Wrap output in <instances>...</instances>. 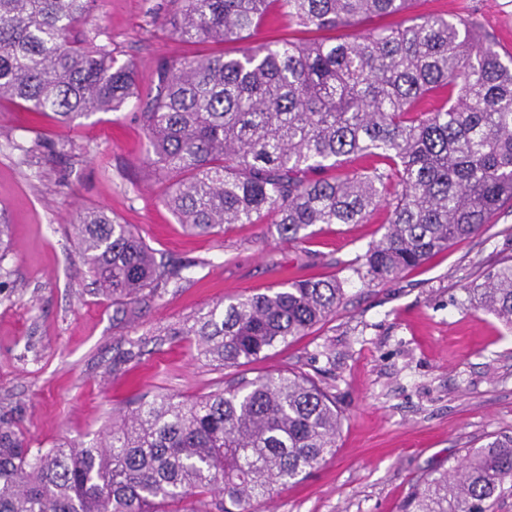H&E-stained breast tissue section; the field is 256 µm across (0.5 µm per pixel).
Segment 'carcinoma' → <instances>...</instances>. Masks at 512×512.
<instances>
[{
	"label": "carcinoma",
	"mask_w": 512,
	"mask_h": 512,
	"mask_svg": "<svg viewBox=\"0 0 512 512\" xmlns=\"http://www.w3.org/2000/svg\"><path fill=\"white\" fill-rule=\"evenodd\" d=\"M92 0H0V101L66 126L139 98L137 65L91 30ZM412 0H181L182 41L244 43L237 54L171 59L140 98L144 159L163 204L195 235L268 221L302 243L389 208L381 239L356 257L385 280L480 233L512 204V56L474 20H406ZM275 15L301 38L252 45ZM353 29L350 41L326 32ZM352 156L379 163L331 177ZM93 284L133 314L178 271L102 209L75 227ZM346 280H294L219 303L179 331L224 368L306 335L336 313ZM470 307L512 329V259L466 288ZM343 415L308 374L282 370L194 398L159 394L86 442L33 448L0 416V512H255L335 450ZM512 494V435L419 478L404 512H495Z\"/></svg>",
	"instance_id": "carcinoma-1"
}]
</instances>
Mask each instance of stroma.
<instances>
[{"label": "stroma", "mask_w": 512, "mask_h": 512, "mask_svg": "<svg viewBox=\"0 0 512 512\" xmlns=\"http://www.w3.org/2000/svg\"><path fill=\"white\" fill-rule=\"evenodd\" d=\"M178 0H95L86 22L118 61L134 59L149 90L160 62L215 51L176 40L164 22ZM464 16L512 54V0H415L409 14ZM147 139L135 104L65 127L27 121L0 103V209L13 247L0 277V415L32 447L88 440L119 409L158 394L195 397L284 369L309 373L343 413L336 449L258 512H401L417 480L490 436L512 433V332L466 307L465 288L512 256V209L488 230L454 242L421 266L363 280L352 260L378 241L379 207L361 224H335L294 245L268 224L188 233L160 201L142 159ZM102 208L133 225L180 265L177 287L121 318L99 296L72 237L79 215ZM336 276L335 315L259 360L225 369L199 358L181 328L216 302L291 280Z\"/></svg>", "instance_id": "1"}]
</instances>
